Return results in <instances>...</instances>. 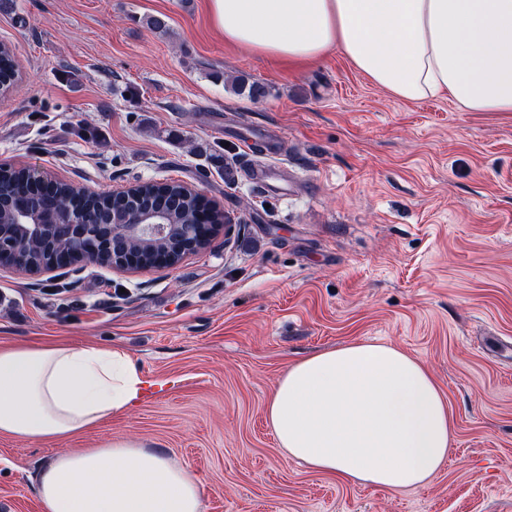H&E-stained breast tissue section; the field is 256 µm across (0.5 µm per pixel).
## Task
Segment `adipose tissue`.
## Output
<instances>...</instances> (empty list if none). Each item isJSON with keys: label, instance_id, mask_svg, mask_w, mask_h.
<instances>
[{"label": "adipose tissue", "instance_id": "adipose-tissue-1", "mask_svg": "<svg viewBox=\"0 0 512 512\" xmlns=\"http://www.w3.org/2000/svg\"><path fill=\"white\" fill-rule=\"evenodd\" d=\"M227 44L295 64L331 52L404 102L449 95L512 112V0H209ZM147 382L121 349L32 340L0 346V435L59 441L132 411ZM266 417L312 469L388 490L448 458L455 421L424 364L361 342L307 356L278 380ZM43 512H204L188 468L133 438L56 455L35 478Z\"/></svg>", "mask_w": 512, "mask_h": 512}]
</instances>
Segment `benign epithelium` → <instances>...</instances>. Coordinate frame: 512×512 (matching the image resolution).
I'll use <instances>...</instances> for the list:
<instances>
[{
    "label": "benign epithelium",
    "instance_id": "1",
    "mask_svg": "<svg viewBox=\"0 0 512 512\" xmlns=\"http://www.w3.org/2000/svg\"><path fill=\"white\" fill-rule=\"evenodd\" d=\"M141 184L142 181L138 180L108 194L113 209L98 215L90 214L84 208V191L53 208L41 196L22 192L14 198L17 212L21 215L39 213L44 223L19 224L18 234L39 236L49 230L74 244L93 239L104 243L105 250L112 256V267L137 272L173 269L193 249L211 241L219 231L231 232L230 225L224 223V213L210 202L206 203L204 219L191 224H169L160 214L148 222L120 209ZM90 263H98V254L78 250L62 255L50 269L77 271Z\"/></svg>",
    "mask_w": 512,
    "mask_h": 512
}]
</instances>
